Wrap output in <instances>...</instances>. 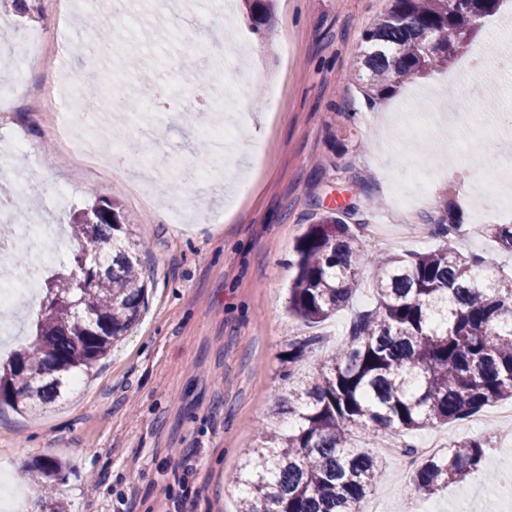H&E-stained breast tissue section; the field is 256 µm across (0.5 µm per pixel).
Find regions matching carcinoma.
<instances>
[{
	"mask_svg": "<svg viewBox=\"0 0 512 512\" xmlns=\"http://www.w3.org/2000/svg\"><path fill=\"white\" fill-rule=\"evenodd\" d=\"M364 32L362 68L369 97L448 66L504 0H389ZM435 48L426 52L422 37ZM81 241L71 271L50 277L28 346L0 366V403L36 408L61 398L77 372L103 358L136 322L145 303L144 245L133 237L111 200L73 214ZM504 253H512V224H491ZM297 273L290 307L306 324L336 313L370 272L375 305L359 313L345 346L319 370L299 378L280 414L288 430L260 434L236 483L246 492L239 512H360L384 467L351 447L355 429L374 435L410 432L468 418L512 398V278L481 273V260L460 256L452 243L412 254L364 250L351 225L326 215L295 244ZM316 338L296 340L285 361L302 360ZM486 442L465 438L425 459L413 473L432 493L478 470ZM34 473L65 475L52 458Z\"/></svg>",
	"mask_w": 512,
	"mask_h": 512,
	"instance_id": "carcinoma-1",
	"label": "carcinoma"
}]
</instances>
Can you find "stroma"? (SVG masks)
<instances>
[{"mask_svg":"<svg viewBox=\"0 0 512 512\" xmlns=\"http://www.w3.org/2000/svg\"><path fill=\"white\" fill-rule=\"evenodd\" d=\"M143 0H126L123 44L97 42L110 24L76 15L56 22L50 0H27L29 15L0 31V80L18 45L42 31L57 34V55L35 52L23 86L10 87L11 111L0 114V141L27 139L30 156L4 157L0 167L30 169L28 185L0 186L26 224L63 225L71 211L115 199L133 233L146 241L141 265L149 277L138 321L109 355L85 371L62 399L35 412L0 406V469L18 500L43 502L41 487L22 480L23 467L51 457L65 462L54 497L65 512H236L234 476L245 451L271 421L290 382L282 356L290 341L322 339L306 368L342 345L356 312L374 303L362 277L350 303L329 320L303 323L289 308L296 275L294 246L322 214L349 213L361 224L367 251L410 254L440 245L435 227L449 210L461 215L453 245L485 259L487 274L512 266L486 231L512 224V148L484 151L496 127L512 126V0L488 19L447 69L401 84L370 100L352 73L363 33L388 0H271L270 18L250 15L252 53H225L208 62L222 39L216 22L177 0L162 36L147 40ZM113 75L120 109L95 106L89 123L106 136L138 138L140 113H153L156 138L142 142L149 167L124 160L120 171L77 168L61 147L69 112L53 118L22 111L34 93L72 77L85 98H97ZM244 128L236 155L203 154L189 91L205 94L208 112H224L227 86ZM162 181L184 190V202L156 206L135 184ZM73 191L55 206L54 189ZM39 300L0 309L18 335L0 339V359L35 333ZM512 399L470 418L416 430L407 440L426 448L445 433L481 437L488 447L478 472L433 494L402 474L404 460L390 436L353 432L355 448L379 456L387 477L371 492L381 512H512V431L496 418Z\"/></svg>","mask_w":512,"mask_h":512,"instance_id":"obj_1","label":"stroma"}]
</instances>
